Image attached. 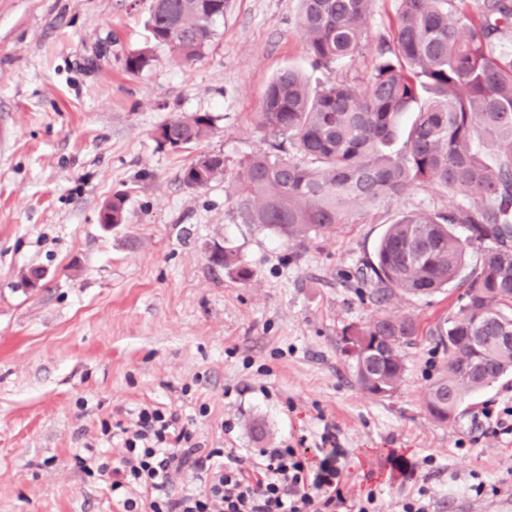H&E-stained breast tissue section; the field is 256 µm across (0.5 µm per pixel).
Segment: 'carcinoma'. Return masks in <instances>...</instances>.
Instances as JSON below:
<instances>
[{
    "mask_svg": "<svg viewBox=\"0 0 512 512\" xmlns=\"http://www.w3.org/2000/svg\"><path fill=\"white\" fill-rule=\"evenodd\" d=\"M297 26L315 69L331 70L362 44L373 0H299ZM392 39L381 38L379 56L360 83L336 82L310 92L303 75L280 70L254 113L256 127L280 142L277 153L256 152L240 162L242 219L289 241L330 235L349 223L358 204L399 197L430 185L469 200L446 211L399 214L383 235L375 261L366 265L376 302L395 292L431 295L459 280L467 249H483L480 271L462 281L465 291L447 327L438 331L448 350L445 373L430 385L427 411L456 413L466 398L512 372V0H397ZM228 0H154L147 26L151 41L185 61L201 56L215 34L209 13L224 15ZM153 50L126 56L125 70L151 65ZM413 113L407 132L398 118ZM209 113L181 114L159 126V145L181 150L208 136ZM215 156L203 168L183 171L186 184L206 188L224 175ZM100 223L126 219V198L103 204ZM463 226L461 237L455 225ZM215 262L246 282L252 270L230 247ZM361 336H389L386 354L355 356L357 381L378 397L392 396L405 373L402 348L418 332L410 317L382 314L356 327Z\"/></svg>",
    "mask_w": 512,
    "mask_h": 512,
    "instance_id": "obj_1",
    "label": "carcinoma"
}]
</instances>
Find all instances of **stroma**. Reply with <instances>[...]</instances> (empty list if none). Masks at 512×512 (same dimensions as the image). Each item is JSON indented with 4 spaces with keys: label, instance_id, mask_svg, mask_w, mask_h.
<instances>
[{
    "label": "stroma",
    "instance_id": "35a3bbf8",
    "mask_svg": "<svg viewBox=\"0 0 512 512\" xmlns=\"http://www.w3.org/2000/svg\"><path fill=\"white\" fill-rule=\"evenodd\" d=\"M153 0H0V512H124L78 458L118 462L146 406L176 411L205 449L233 450L244 467L270 448L312 463L332 432L342 453L335 512H512V374L434 422L426 392L446 356L437 331L459 286L380 304L362 271L392 220L448 209L431 187L360 205L350 223L302 243L244 223L236 192L245 155L269 148L252 118L281 69L310 89L373 69L396 0H374L361 51L335 70L310 65L298 0H229L201 57L127 73L148 45ZM214 116L212 133L173 151L155 139L181 113ZM220 152L223 178L182 180L198 154ZM126 198L107 230L104 202ZM233 248L252 270L214 264ZM47 270L40 287L23 282ZM386 312L413 318L405 378L389 397L363 391L349 329Z\"/></svg>",
    "mask_w": 512,
    "mask_h": 512
}]
</instances>
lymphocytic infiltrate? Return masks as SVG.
Returning <instances> with one entry per match:
<instances>
[{
    "mask_svg": "<svg viewBox=\"0 0 512 512\" xmlns=\"http://www.w3.org/2000/svg\"><path fill=\"white\" fill-rule=\"evenodd\" d=\"M119 465L99 463L97 470L113 494L121 496L125 512H135L127 498L131 487L150 494L151 512H331L335 497L315 502L309 487L335 485L339 475L335 453L318 466L299 458L291 448L263 451L255 476H246L241 460L223 449L202 450L176 414L159 407L141 409L138 428L125 440ZM205 473L207 493L172 497L175 473L184 468Z\"/></svg>",
    "mask_w": 512,
    "mask_h": 512,
    "instance_id": "obj_1",
    "label": "lymphocytic infiltrate"
}]
</instances>
